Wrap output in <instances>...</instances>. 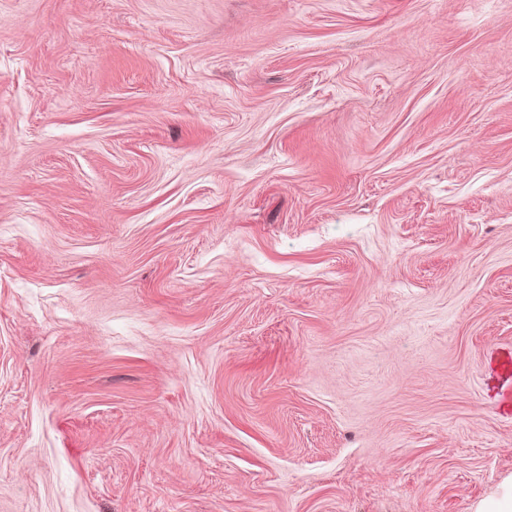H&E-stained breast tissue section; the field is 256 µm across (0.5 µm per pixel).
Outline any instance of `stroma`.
Wrapping results in <instances>:
<instances>
[{
	"label": "stroma",
	"instance_id": "1",
	"mask_svg": "<svg viewBox=\"0 0 512 512\" xmlns=\"http://www.w3.org/2000/svg\"><path fill=\"white\" fill-rule=\"evenodd\" d=\"M510 486L512 0H0V512Z\"/></svg>",
	"mask_w": 512,
	"mask_h": 512
}]
</instances>
